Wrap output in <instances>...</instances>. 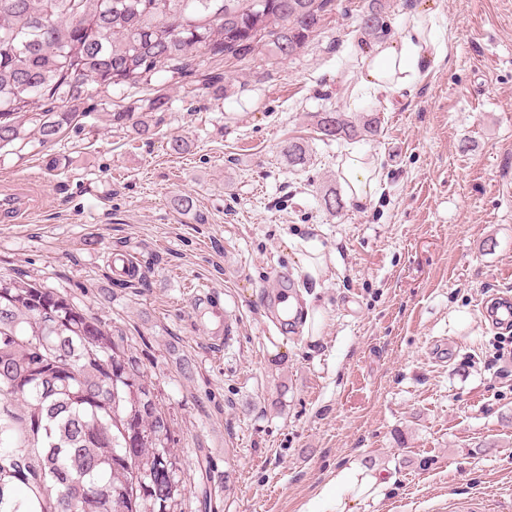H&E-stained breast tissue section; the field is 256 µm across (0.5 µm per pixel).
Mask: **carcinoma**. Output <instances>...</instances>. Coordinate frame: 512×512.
<instances>
[{"label": "carcinoma", "mask_w": 512, "mask_h": 512, "mask_svg": "<svg viewBox=\"0 0 512 512\" xmlns=\"http://www.w3.org/2000/svg\"><path fill=\"white\" fill-rule=\"evenodd\" d=\"M334 0H0V149L37 123L50 142L78 116L92 83L138 85L165 69L174 83L197 76V51L243 62L259 43L297 55ZM370 40L388 34L383 0L359 17ZM200 82L224 94V74ZM157 93L140 108L110 111L138 138ZM329 140L372 137L379 118L341 110L315 115ZM301 170L308 149L283 148ZM343 208L336 188L321 196ZM172 421L129 348L70 297L18 272L0 279V512H177L185 491Z\"/></svg>", "instance_id": "cac0c4a2"}]
</instances>
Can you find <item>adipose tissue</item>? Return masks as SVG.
<instances>
[{"instance_id":"ef3b65f1","label":"adipose tissue","mask_w":512,"mask_h":512,"mask_svg":"<svg viewBox=\"0 0 512 512\" xmlns=\"http://www.w3.org/2000/svg\"><path fill=\"white\" fill-rule=\"evenodd\" d=\"M432 18L411 15L402 37L376 47L366 57L360 88L367 95H393L416 82L427 69L431 57H443ZM384 482L379 474L353 462L339 469L322 492L327 512H345L348 498H358L379 490Z\"/></svg>"}]
</instances>
